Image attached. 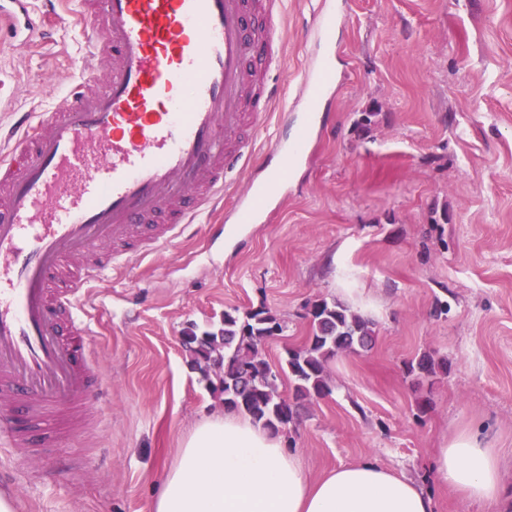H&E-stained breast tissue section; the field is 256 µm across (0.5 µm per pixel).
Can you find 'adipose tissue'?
Segmentation results:
<instances>
[{
  "label": "adipose tissue",
  "mask_w": 512,
  "mask_h": 512,
  "mask_svg": "<svg viewBox=\"0 0 512 512\" xmlns=\"http://www.w3.org/2000/svg\"><path fill=\"white\" fill-rule=\"evenodd\" d=\"M503 457L477 433L437 449L438 481L469 500L497 504ZM152 512H435L419 483L374 459L309 478L282 435L246 415L219 411L184 436L152 500Z\"/></svg>",
  "instance_id": "1"
}]
</instances>
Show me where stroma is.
<instances>
[{"label":"stroma","instance_id":"1","mask_svg":"<svg viewBox=\"0 0 512 512\" xmlns=\"http://www.w3.org/2000/svg\"><path fill=\"white\" fill-rule=\"evenodd\" d=\"M44 37L0 30V126L52 109L92 36L81 0H27ZM269 133L221 207L166 248L117 262L91 283L100 392L95 429L33 461L0 448V492L17 512H151L184 433L223 409L184 341L224 313L266 307L283 331L271 366L312 333L314 300L375 324V344L331 358V392L303 402L284 439L311 477L377 459L419 481L436 512H497L439 483L445 437L482 429L512 493V0H283ZM337 14L331 33L321 15ZM334 79L308 118L304 70ZM295 160L261 217L235 221L262 180L272 139ZM449 371L415 381L422 353ZM432 404L419 413L416 401Z\"/></svg>","mask_w":512,"mask_h":512}]
</instances>
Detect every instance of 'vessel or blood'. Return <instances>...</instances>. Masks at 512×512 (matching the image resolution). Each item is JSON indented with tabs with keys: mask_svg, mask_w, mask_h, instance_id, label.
<instances>
[{
	"mask_svg": "<svg viewBox=\"0 0 512 512\" xmlns=\"http://www.w3.org/2000/svg\"><path fill=\"white\" fill-rule=\"evenodd\" d=\"M24 3L0 0V23L32 30ZM83 5L95 36L80 81L53 111L23 114L0 157V445L23 457L90 416L86 286L223 201L267 124L272 95L259 78L282 58L281 0ZM287 154L270 146L245 214L273 196Z\"/></svg>",
	"mask_w": 512,
	"mask_h": 512,
	"instance_id": "b4317fda",
	"label": "vessel or blood"
}]
</instances>
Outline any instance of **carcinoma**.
<instances>
[{
  "label": "carcinoma",
  "mask_w": 512,
  "mask_h": 512,
  "mask_svg": "<svg viewBox=\"0 0 512 512\" xmlns=\"http://www.w3.org/2000/svg\"><path fill=\"white\" fill-rule=\"evenodd\" d=\"M309 317L312 335L304 346L286 351L290 395L278 393L277 375L263 356L266 343L282 332L277 316L264 307L242 315L224 312L222 328L192 336L187 348L196 364L218 371L225 409L280 432L293 423L300 401L330 393L326 363L331 357L367 350L374 341V323L338 301H314ZM439 370L448 372V362L429 355L408 365V373L420 377L434 376Z\"/></svg>",
  "instance_id": "1"
}]
</instances>
